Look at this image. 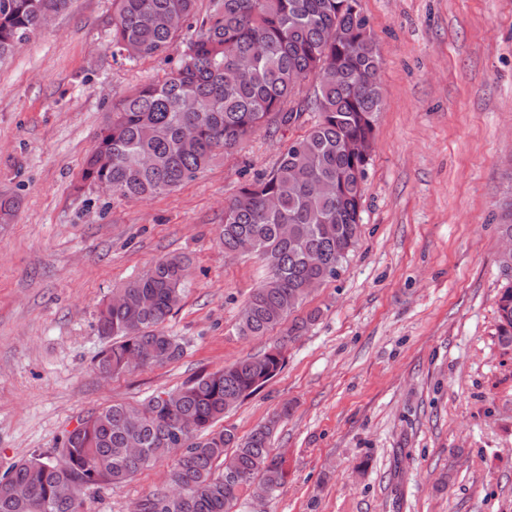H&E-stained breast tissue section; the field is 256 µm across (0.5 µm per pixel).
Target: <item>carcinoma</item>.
<instances>
[{
    "label": "carcinoma",
    "mask_w": 512,
    "mask_h": 512,
    "mask_svg": "<svg viewBox=\"0 0 512 512\" xmlns=\"http://www.w3.org/2000/svg\"><path fill=\"white\" fill-rule=\"evenodd\" d=\"M70 0H0V56L40 28L45 11ZM197 0H113L112 58L134 60L167 51L190 19L195 36L177 64L115 105L87 154L81 181L126 199L169 193L196 177L219 150L236 148L271 118L283 126L301 113L287 108L301 83L315 81L307 108L318 120L290 142L268 173L245 181L224 206L219 240L228 253L253 245L266 276L241 310L237 333L250 339L282 326L309 296V280L338 277L360 235L367 163L349 150L371 144L383 95L375 43L359 0H212L196 17ZM320 69L339 80L317 82ZM190 259L169 254L116 290L96 326L106 347L94 369L112 377L179 359L183 347L164 329L184 295ZM497 336L512 347V285L498 296ZM319 310L308 313L279 345L215 372L200 373L176 391L131 404H112L81 418L50 453H33L0 474V512H87L102 488L120 487L183 444L166 471V489L133 512H237L243 491L264 499L285 484L283 461L270 447L288 406L239 438L220 425L224 414L272 379L283 346ZM140 452H129L131 443ZM181 492L167 507L166 490Z\"/></svg>",
    "instance_id": "obj_1"
}]
</instances>
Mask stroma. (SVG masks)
<instances>
[{
    "instance_id": "stroma-1",
    "label": "stroma",
    "mask_w": 512,
    "mask_h": 512,
    "mask_svg": "<svg viewBox=\"0 0 512 512\" xmlns=\"http://www.w3.org/2000/svg\"><path fill=\"white\" fill-rule=\"evenodd\" d=\"M384 106L364 179L361 234L282 370L224 417L246 437L280 408L271 438L288 472L241 512H512V347L496 334L499 206L512 196V0H360ZM112 0L68 10L0 58V472L49 452L78 419L172 390L263 353L239 312L264 267L225 253L224 203L270 171L315 120L268 121L179 189L129 201L81 186L112 106L163 77L178 49L112 58ZM193 260L165 324L176 362L105 381L97 309L168 253ZM161 459L88 512H132L165 484Z\"/></svg>"
}]
</instances>
